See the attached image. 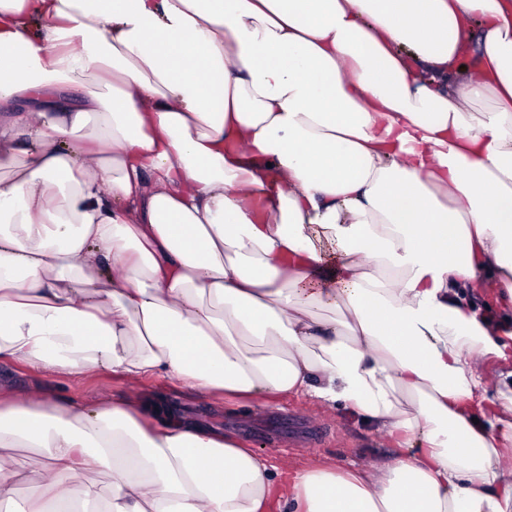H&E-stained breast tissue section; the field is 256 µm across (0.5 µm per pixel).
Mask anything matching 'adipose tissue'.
Here are the masks:
<instances>
[{"label":"adipose tissue","mask_w":512,"mask_h":512,"mask_svg":"<svg viewBox=\"0 0 512 512\" xmlns=\"http://www.w3.org/2000/svg\"><path fill=\"white\" fill-rule=\"evenodd\" d=\"M20 99L0 359L304 396L392 453L289 473L29 393L0 398V506L512 512V0H0Z\"/></svg>","instance_id":"obj_1"}]
</instances>
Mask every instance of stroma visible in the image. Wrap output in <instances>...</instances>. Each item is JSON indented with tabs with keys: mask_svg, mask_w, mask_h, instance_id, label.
<instances>
[{
	"mask_svg": "<svg viewBox=\"0 0 512 512\" xmlns=\"http://www.w3.org/2000/svg\"><path fill=\"white\" fill-rule=\"evenodd\" d=\"M0 389L18 392L36 389L75 405L103 395L137 403H170L178 408L184 424L231 437L242 447L254 449L285 470L304 467L313 460L332 468L371 464L383 460L387 453L380 436L356 417L294 396H270L258 404L244 403L200 394L164 376L150 377L132 385L105 372L77 377L38 374L25 364L5 361H0ZM284 411L308 418L317 431L326 434V441L319 446L304 442L292 444L284 432L275 439L266 438V429Z\"/></svg>",
	"mask_w": 512,
	"mask_h": 512,
	"instance_id": "obj_1",
	"label": "stroma"
}]
</instances>
